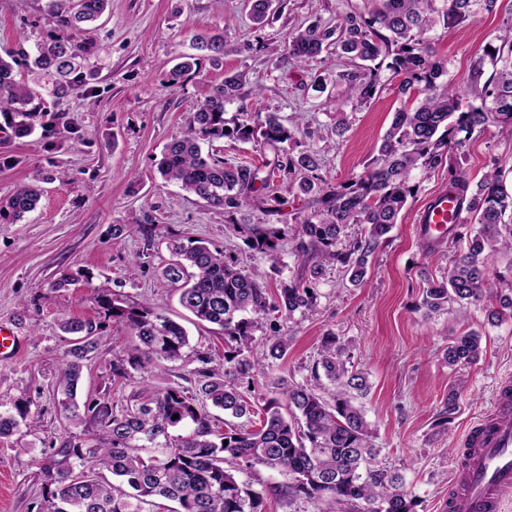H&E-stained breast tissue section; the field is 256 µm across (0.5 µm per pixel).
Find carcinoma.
Here are the masks:
<instances>
[{"label": "carcinoma", "instance_id": "carcinoma-1", "mask_svg": "<svg viewBox=\"0 0 512 512\" xmlns=\"http://www.w3.org/2000/svg\"><path fill=\"white\" fill-rule=\"evenodd\" d=\"M56 25L35 52L21 39L0 56V131L17 137L44 132L78 133L66 112H41L35 100L64 99L85 85L87 55L94 52L92 23L106 11L109 0H54ZM497 0H376L368 12L354 11L334 26L314 20L288 38V54L300 62L336 52L350 60L338 74L348 97L371 100L381 87V69L400 78L399 91L415 95L413 104L394 113L374 155L357 178L327 186L317 174L320 153L295 151L293 142L311 132L284 125L274 113H242L234 127L224 121L225 105L234 101L246 82L238 72L224 78L192 113L188 127L165 147L159 168L162 178L177 184L232 219L252 206L265 216L279 214L286 191L308 197L307 212L292 229L300 273L280 284L274 295L257 273H245L224 251L203 239L167 241L171 260L161 276L180 285L179 302L198 322L214 326L224 339V363L215 367L210 352L194 353L195 393L175 387L148 388V379L166 362L183 361L189 345L179 323L126 296L103 294L104 314L135 338L127 355L112 361V382L139 389L122 401L108 395L78 397L86 361L98 349V326L64 319V333L75 337L66 351L55 385L56 409L74 428L92 432L69 435L50 446L40 466L42 492L30 512H147L160 501L177 505L167 512H265L269 496L305 500L320 512H415V495L403 476L377 464L382 448L374 440L360 399L370 392L368 373L354 366L353 345L328 333L322 338L310 374L315 385L285 376H271L263 404L247 396L254 365L273 362L288 353L291 339L275 334L265 349L253 352V331L277 313L302 315L318 306L317 285L326 267L341 265L348 282L364 283L370 258L387 239L399 214L417 187L414 173L448 165V199L464 214L448 227L446 243H466L455 253L447 275L427 280L418 309L431 318L456 307L486 302L487 322L499 326L512 319V280L490 276L489 259L512 252V192L505 172L495 167L478 182L471 181L455 152L475 131L494 126L512 134V27L498 37L499 45L484 52L467 86L477 104L461 109L460 94L442 80L444 64L426 34L438 23L449 27L491 10ZM283 0H251L252 20L259 26L275 14ZM195 48L216 60L224 52V37L197 34ZM391 57L385 64L379 58ZM494 72L482 79L484 60ZM24 66L32 83L16 80ZM198 59L184 57L173 69V85L197 68ZM224 138L253 141L274 153V167L260 168L224 161L220 150L202 152L201 143ZM35 175L0 200V223L13 224L36 207L40 197ZM362 224L367 232L349 238L347 229ZM247 246L268 261L280 262L286 231L274 224H243ZM481 336L469 332L452 338L444 361L455 366L477 361ZM242 419L261 414L259 428L213 427L207 405ZM30 403L0 408V438L32 426ZM178 418H173V415ZM258 467L274 470L283 481L256 488L240 479ZM112 478H107V475Z\"/></svg>", "mask_w": 512, "mask_h": 512}]
</instances>
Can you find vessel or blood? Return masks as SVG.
<instances>
[{"mask_svg":"<svg viewBox=\"0 0 512 512\" xmlns=\"http://www.w3.org/2000/svg\"><path fill=\"white\" fill-rule=\"evenodd\" d=\"M446 191L429 198L417 219L427 225L430 239L442 235L455 220ZM495 407L467 434L472 454L455 477L456 490L448 499V512H502L512 500V381L504 380L495 395Z\"/></svg>","mask_w":512,"mask_h":512,"instance_id":"b4317fda","label":"vessel or blood"}]
</instances>
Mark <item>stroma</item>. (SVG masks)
<instances>
[{"label":"stroma","mask_w":512,"mask_h":512,"mask_svg":"<svg viewBox=\"0 0 512 512\" xmlns=\"http://www.w3.org/2000/svg\"><path fill=\"white\" fill-rule=\"evenodd\" d=\"M371 0H285V8L264 28L251 20L247 0H110L95 38L102 50L87 62L88 93L60 101L80 130L77 139L35 133L7 138L0 133V198L15 185L42 172V196L22 221L0 224V326L19 338L15 358L0 360V403L29 400L32 428L0 439V512H29L39 497L42 454L69 433L56 410L55 382L71 338L59 323L65 318L102 326V340L83 372L87 393L127 397L132 386L114 385L112 359L126 355L128 332L106 321L98 303L101 288L151 306L182 324L191 348L224 359V341L210 326L196 324L179 302L177 285L159 268L163 249L151 251L141 269L132 256L147 241L169 236L203 238L231 256L237 268L262 274L268 288L297 275L300 261L291 239H284L281 262L270 265L248 249L222 210L166 183L158 172L165 145L186 127L192 112L236 72L249 78L239 98L225 107L226 118L238 113H278L284 123L299 121L327 135L337 121L347 124L335 148L322 150L320 171L327 183L359 176L375 155L393 114L410 106L398 91V79L382 70L383 86L366 102L337 104L342 88L336 75L346 58L323 54L305 63L286 50L291 29L311 20L333 25L347 13L371 7ZM512 23V0H498L492 12L469 23L437 25L428 38L446 65L448 80L466 91L471 66L485 46L495 43ZM55 26L52 0H0V54L21 37L39 39ZM224 37L219 60L202 58L181 84L170 73L181 56L194 54L198 33ZM327 89H312L314 75ZM463 165L474 177L494 166L506 167L512 188V137L492 127L473 134L462 149ZM417 189L407 201L387 241L371 259L360 287H352L342 266L329 269L319 285L314 313L262 323L253 334L263 349L275 331L292 336L279 374L298 382L310 379L321 340L327 333L354 346L353 361L369 374L372 385L364 401L382 465L399 469L413 491L416 512H441L454 491L468 426L492 407L499 382L512 378V319L487 324L481 305L464 315L426 318L415 306L427 278H441L453 258L444 248L424 259L417 234L418 213L429 197L448 183L441 168L416 175ZM116 224L131 225L125 237L112 236ZM72 277L61 290L54 280ZM470 331L482 336V353L471 365L448 366L443 359L451 337ZM456 403H449V391Z\"/></svg>","instance_id":"stroma-1"}]
</instances>
